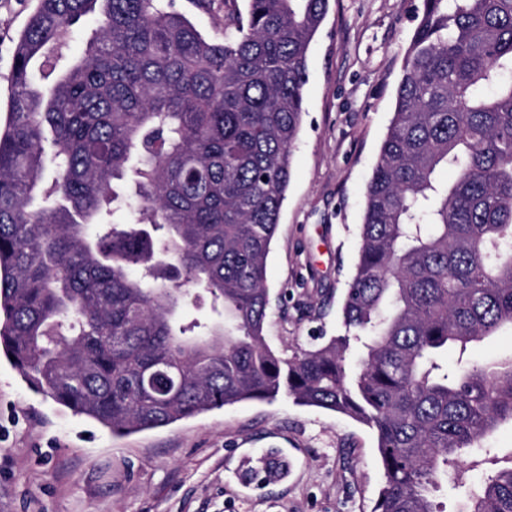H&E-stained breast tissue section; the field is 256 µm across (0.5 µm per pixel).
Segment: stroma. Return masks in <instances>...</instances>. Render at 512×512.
<instances>
[{
  "mask_svg": "<svg viewBox=\"0 0 512 512\" xmlns=\"http://www.w3.org/2000/svg\"><path fill=\"white\" fill-rule=\"evenodd\" d=\"M35 0H0V108ZM421 0H329L267 262L266 334L283 354L341 333L368 181ZM372 429L281 398L126 436L29 390L0 356V512H373Z\"/></svg>",
  "mask_w": 512,
  "mask_h": 512,
  "instance_id": "obj_1",
  "label": "stroma"
}]
</instances>
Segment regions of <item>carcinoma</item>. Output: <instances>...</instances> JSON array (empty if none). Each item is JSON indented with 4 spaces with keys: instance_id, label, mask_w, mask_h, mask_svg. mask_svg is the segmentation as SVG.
<instances>
[{
    "instance_id": "obj_1",
    "label": "carcinoma",
    "mask_w": 512,
    "mask_h": 512,
    "mask_svg": "<svg viewBox=\"0 0 512 512\" xmlns=\"http://www.w3.org/2000/svg\"><path fill=\"white\" fill-rule=\"evenodd\" d=\"M246 2L217 41L170 0H37L0 127V351L119 434L283 396L342 413L376 432V512H437L440 483L464 487V456L512 422V357L437 363L512 324V0H422L344 333L288 356L264 334L267 260L328 0ZM119 181L139 217L100 233ZM205 301L223 322H185ZM460 512H512V455ZM95 25V19L89 18L86 28H79L73 32L70 40L60 50V55L62 57L60 64H64L81 55L84 48L86 29L92 28Z\"/></svg>"
}]
</instances>
